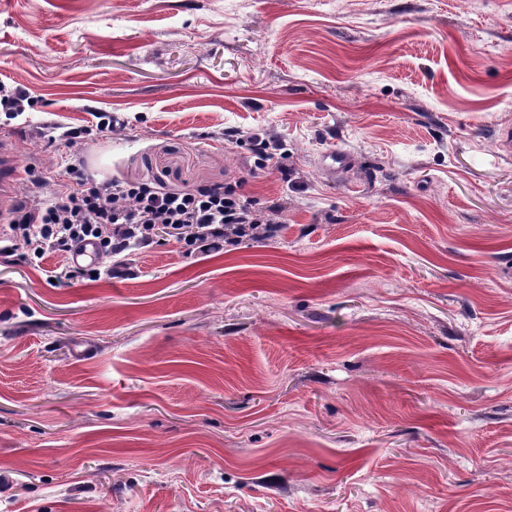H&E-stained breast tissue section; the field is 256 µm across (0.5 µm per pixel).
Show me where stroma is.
Instances as JSON below:
<instances>
[{
	"instance_id": "stroma-1",
	"label": "stroma",
	"mask_w": 512,
	"mask_h": 512,
	"mask_svg": "<svg viewBox=\"0 0 512 512\" xmlns=\"http://www.w3.org/2000/svg\"><path fill=\"white\" fill-rule=\"evenodd\" d=\"M1 81L31 174L280 224L0 257V512H512V0H0Z\"/></svg>"
}]
</instances>
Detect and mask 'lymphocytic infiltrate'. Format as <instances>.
Returning a JSON list of instances; mask_svg holds the SVG:
<instances>
[{
  "mask_svg": "<svg viewBox=\"0 0 512 512\" xmlns=\"http://www.w3.org/2000/svg\"><path fill=\"white\" fill-rule=\"evenodd\" d=\"M235 185L212 184L191 191H166L116 179L97 181L78 164L31 181L28 200L14 211L0 235V256L21 251L41 259L71 255L81 242L114 258L148 247L158 233L183 242L187 252L222 250L274 228Z\"/></svg>",
  "mask_w": 512,
  "mask_h": 512,
  "instance_id": "lymphocytic-infiltrate-1",
  "label": "lymphocytic infiltrate"
}]
</instances>
